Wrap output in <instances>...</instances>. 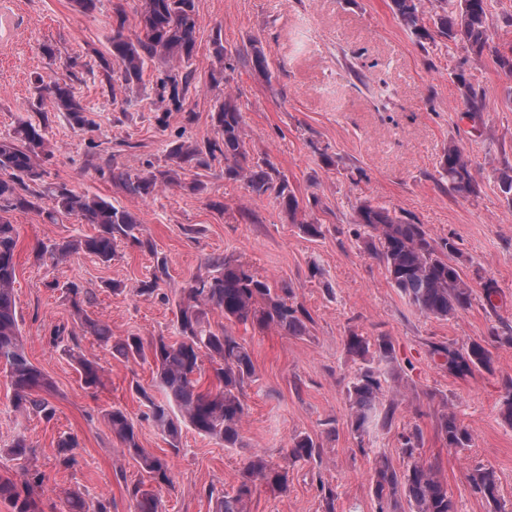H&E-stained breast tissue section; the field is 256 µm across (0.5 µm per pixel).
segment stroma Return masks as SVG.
I'll return each instance as SVG.
<instances>
[{"mask_svg":"<svg viewBox=\"0 0 512 512\" xmlns=\"http://www.w3.org/2000/svg\"><path fill=\"white\" fill-rule=\"evenodd\" d=\"M118 3L130 13L139 6V0H100L85 15L72 0H0V137L46 113L54 149L46 165L49 181L131 209L155 246L151 252L119 247L108 263L79 252L54 266L37 258V243L87 233L88 225L73 218L52 224L36 209L14 213L16 309L28 358L54 382L56 414L47 422L15 412L0 368V475L21 480L19 461L5 449L23 433L46 476L44 512H65L72 491L90 503L111 502L112 512H134L127 488L143 473L101 418L115 405L135 420L142 447L170 463L171 483L158 491L159 512H215L203 488L233 491L248 457L281 463L296 435L319 443L320 459L291 466L287 492L257 484L250 512H325L326 487L335 492L334 512H376L373 473L380 455L399 471L414 460L435 466L457 512H488L466 475L478 466L492 468L500 501L512 512V426L499 413L512 379V204L498 188L501 174L512 170V109L504 105L512 84L491 58L470 62L463 42L418 43L392 13L390 0H196L192 83L182 110L169 112L161 126L153 113L155 66H148L139 91L125 103L113 101L102 83ZM217 38L224 44L220 59ZM256 42L268 73L251 62ZM219 69L224 79L217 84L212 74ZM461 71L488 103L480 122L462 117L455 78ZM38 75L69 79L93 128L74 129L50 100H38L32 84ZM228 93L241 106L250 155L287 179L308 220L320 225L319 237L289 223L273 199L225 178L217 161L207 169L185 168L178 183L143 199L98 172L107 161L132 173L158 167L169 144L213 138V113ZM451 143L469 156L478 197L451 194L440 181V158ZM192 181L201 182L202 191L186 190ZM365 199L422 225L434 239L455 242L473 290L471 306L447 319L427 317L392 287L384 266L353 234L355 210ZM217 255L248 264L260 278L290 283L311 320L301 336L227 324L255 367L245 387L241 442L227 448L187 429L175 451L144 417L136 392L152 389L151 364L124 361L84 339L108 376L105 387L89 389L48 336L55 326L74 322L62 286L75 280L90 296L88 314L108 324L114 338L175 339L174 301L193 276L208 273L207 260ZM159 256L169 267L161 296L137 295ZM489 279L500 292L494 312L483 306ZM352 332L387 337L392 360L349 353ZM471 340L487 346L491 370L458 378L431 353L436 344L459 347ZM367 367L379 372L385 393L402 390L403 400L391 422L370 426L360 438L352 429L349 388ZM449 410L471 430L470 447L452 448L445 440L439 418ZM415 430L421 442L410 458L401 437ZM67 434L80 444L81 465L72 470L57 462L56 442Z\"/></svg>","mask_w":512,"mask_h":512,"instance_id":"35a3bbf8","label":"stroma"}]
</instances>
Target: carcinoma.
<instances>
[{"label": "carcinoma", "instance_id": "obj_1", "mask_svg": "<svg viewBox=\"0 0 512 512\" xmlns=\"http://www.w3.org/2000/svg\"><path fill=\"white\" fill-rule=\"evenodd\" d=\"M391 8L402 25L419 41L439 36L450 41H462L472 51L474 59L486 54L512 80V48L505 53L495 43L489 22L488 0H446V7L430 16L435 32L424 24V0H391ZM199 18L195 0H141L137 11V33L129 30V16L120 3L112 11L110 54L112 64L104 69V81L112 98L117 93L139 89L145 69L150 62L168 65L165 75L158 79L157 110L165 102L179 100V89L189 86L191 73L180 72L179 64L188 62L195 51ZM456 81L464 100V116L476 121L487 109L482 95L471 86L460 70ZM39 99L48 98L55 110L65 114L72 126L83 130L93 126L86 108L72 87L55 78L35 80ZM213 120L214 138L202 144L183 141L170 147L171 165L163 170L143 174L121 171L107 163L99 167L108 173L112 182L135 197H147L160 187L177 182L178 171L187 167L209 168L212 162L224 159V176L241 180L257 197L274 198L288 213L292 223L307 236L321 234L318 224H307L296 196L288 190L287 181L266 161L250 158L246 146L243 113L234 97L227 95L216 106ZM48 116L37 122L22 121L12 133L0 137V364L6 367L11 389L10 403L19 414L36 416L46 421L54 418L56 409L50 397L54 382L27 357L19 327L14 297L16 280L15 251L17 227L12 213L40 207L47 201L51 207L42 208L46 218L55 223L73 217L93 228L90 235L62 239L36 246L38 255L58 264L72 254L83 251L106 263L112 260L119 245L135 246L154 252L152 241L143 234L142 225L133 213L86 192H79L65 183L45 180L44 165L54 152L46 138ZM440 180L448 183V191L463 197H476L480 184L472 172V163L463 150L450 144L444 150L439 170ZM354 224L356 237H364L368 252L383 263L393 287L397 288L420 313L435 318H448L472 304V290L461 275L460 267L450 261L456 253L454 241L432 238L419 224L402 221L385 206L364 200L356 208ZM207 275L193 277L175 300V315L179 339L171 342L164 336H126L115 339L112 329L91 318L83 308L87 292L77 281L65 286V295L74 310L76 326L55 327L49 336L52 346L64 343L76 365L84 385L96 389L103 385L104 376L97 359L83 351L80 337L88 334L96 344L129 362L151 361L156 373V387L162 394L158 400L140 385L135 391L146 401V419L168 438L176 449L182 427L234 448L239 442L246 407L243 388L253 377L254 363L249 350L226 328H214L207 319L211 310L224 313V319L260 329L274 327L290 336L307 331V311L294 301V287L287 283H270L258 278L250 268L221 256L208 259ZM169 276L168 263L161 260L154 266L151 277L141 282L138 293L152 296L161 282ZM350 353L365 357L370 348L383 358L391 356V345L385 338L374 342L356 333L346 342ZM432 351L444 354L448 373L464 377L476 369L488 370L492 359L489 350L479 341L456 348L435 345ZM209 362L212 381L207 388L200 385L202 363ZM353 396L352 416L357 434L378 419L393 417L397 402H382L379 375L371 368L358 374L350 387ZM107 427L121 442L126 453L146 474L148 483H137L129 490L135 502V512H158L156 487L171 484L169 461L141 447L137 429L127 413L117 407L103 411ZM448 446L465 448L472 441L471 432L451 412L444 413L439 422ZM79 442L74 436L57 443L58 463L66 469L80 465L75 449ZM5 453L25 463L21 482L0 476V499L8 501L12 512H44L41 489L45 474L36 459V451L24 435H18ZM320 457V444L310 436H298L286 448L291 461L315 460ZM374 492L377 512H401L406 501L409 512H456L448 495V485L432 466L412 462L404 471L392 468L385 457L376 461ZM262 482L275 492L288 489V466L271 464L260 455L249 457L239 473L232 493L216 499V512H248L256 482ZM473 491L489 505L490 512H504L498 498L494 472L476 467L468 473ZM68 512H111V503L97 501L91 510L78 494L67 499Z\"/></svg>", "mask_w": 512, "mask_h": 512}]
</instances>
